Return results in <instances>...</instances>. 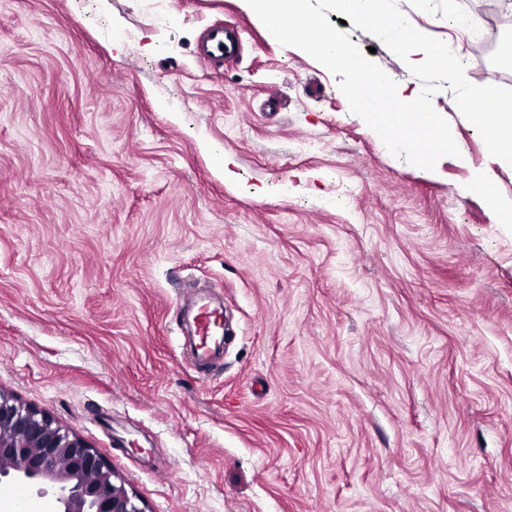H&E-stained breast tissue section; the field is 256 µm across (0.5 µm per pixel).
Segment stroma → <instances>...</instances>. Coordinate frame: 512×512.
<instances>
[{
	"mask_svg": "<svg viewBox=\"0 0 512 512\" xmlns=\"http://www.w3.org/2000/svg\"><path fill=\"white\" fill-rule=\"evenodd\" d=\"M395 4L512 88V0ZM337 82L245 0H0V389L148 512H512V225L475 188L512 168L449 89L435 176ZM193 288L230 320L202 370Z\"/></svg>",
	"mask_w": 512,
	"mask_h": 512,
	"instance_id": "1",
	"label": "stroma"
}]
</instances>
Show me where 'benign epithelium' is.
<instances>
[{"label":"benign epithelium","instance_id":"obj_1","mask_svg":"<svg viewBox=\"0 0 512 512\" xmlns=\"http://www.w3.org/2000/svg\"><path fill=\"white\" fill-rule=\"evenodd\" d=\"M51 498L56 512H146L81 438L0 389V483Z\"/></svg>","mask_w":512,"mask_h":512}]
</instances>
